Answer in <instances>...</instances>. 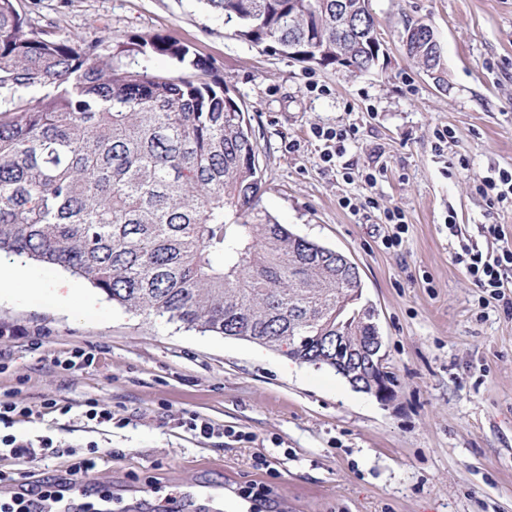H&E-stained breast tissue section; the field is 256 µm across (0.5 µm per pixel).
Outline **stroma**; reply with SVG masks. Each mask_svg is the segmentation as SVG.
Wrapping results in <instances>:
<instances>
[{"mask_svg":"<svg viewBox=\"0 0 512 512\" xmlns=\"http://www.w3.org/2000/svg\"><path fill=\"white\" fill-rule=\"evenodd\" d=\"M369 7L384 65L351 74L234 36L205 0H18L27 25L56 39L104 41L125 63L133 38L165 35L223 76L257 140L262 208L357 264L397 379L385 405L330 368L127 311L69 272L1 258L0 271L26 272L0 296V398L33 410L13 431L105 450L86 490L111 491L122 512H167L202 485L228 500L262 492L261 512H512V276L495 296L454 260L465 245L489 255L512 242V206H488L475 187L512 170V0ZM419 20L440 40L447 90L403 54ZM350 126L343 157L324 162L336 149L325 132ZM443 128L453 136L438 152ZM369 196L378 208H363ZM394 208L406 232L389 248ZM76 349L92 364L67 369ZM90 401L111 407L112 426L82 417ZM194 417L221 434L189 431Z\"/></svg>","mask_w":512,"mask_h":512,"instance_id":"stroma-1","label":"stroma"}]
</instances>
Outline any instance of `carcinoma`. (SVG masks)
I'll return each mask as SVG.
<instances>
[{"mask_svg": "<svg viewBox=\"0 0 512 512\" xmlns=\"http://www.w3.org/2000/svg\"><path fill=\"white\" fill-rule=\"evenodd\" d=\"M252 44L321 67L344 40L349 71L380 67L363 0H207ZM193 73L114 62L100 40L24 30L0 0V255L70 271L112 302L188 329L248 340L336 369V335L379 336L347 299L358 266L262 209L257 143L208 65L161 35L132 43ZM405 56L441 90L434 30Z\"/></svg>", "mask_w": 512, "mask_h": 512, "instance_id": "obj_1", "label": "carcinoma"}]
</instances>
